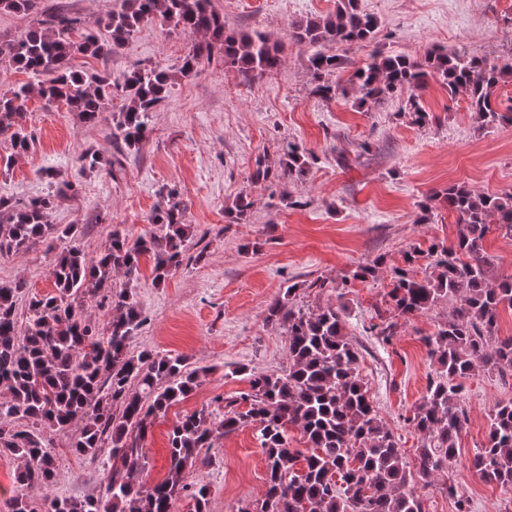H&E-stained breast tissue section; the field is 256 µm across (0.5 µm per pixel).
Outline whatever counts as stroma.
Segmentation results:
<instances>
[{
	"label": "stroma",
	"instance_id": "obj_1",
	"mask_svg": "<svg viewBox=\"0 0 512 512\" xmlns=\"http://www.w3.org/2000/svg\"><path fill=\"white\" fill-rule=\"evenodd\" d=\"M213 6L226 30H259L280 42L282 66L247 82L222 61H205L185 78L177 70L190 38L169 32L160 21L145 22L117 53L81 56L76 65L115 76L136 66L175 72L170 95L152 114L149 137L137 151H120L111 112L90 125L64 104L31 94L22 116L30 148L10 168H0V196L25 201L69 183L50 221L76 225L78 244L91 261L113 232L134 238L151 231L149 219L162 193L182 194L183 221L192 230L189 258L161 284L153 280L151 262L142 260L134 293L147 322L131 348L181 355L202 374L196 390L147 432V483L167 474L168 432L177 417L202 409L222 418L225 401L248 390V374L286 366L285 330L266 316L291 284L296 304L344 305L346 331L359 349V372L370 398L407 459H414L421 439L404 418L426 395L437 369L422 338L446 323L450 310L443 302L400 321L387 344L370 327L404 252L447 244L457 235L455 215L431 200L433 190L456 183L486 193L512 190V126H481L466 97L449 96L435 80L420 98L434 116L426 125L405 112L401 96L359 108L339 95L316 94L314 50L292 43L290 24L333 14L336 0H213ZM359 6L377 18L376 39L337 47L347 61L338 74L343 81L376 48L417 59L435 47L489 59L512 53V0H359ZM290 145L315 155L307 177L252 184L256 159L277 163ZM87 149L105 159V167L82 169L77 158ZM113 159L121 161V172L111 171ZM241 196L252 202L248 218L229 223L226 212ZM54 259L41 242L2 255L0 283H23L29 297L51 293ZM375 261V277L355 279L359 266ZM317 279L347 286L336 295L315 288ZM463 386L468 421L458 454L432 482L415 480L414 490L425 512H456L459 497L469 500L471 512H512V493L467 468L486 440L492 409L512 398V379L480 370ZM43 434L57 474L52 486L24 491L36 512L55 496L102 494L101 466L69 448L73 429L47 428ZM204 454L208 466L187 479L207 484L209 512H238L260 497L267 471L255 428L215 436ZM449 481L456 496L442 490Z\"/></svg>",
	"mask_w": 512,
	"mask_h": 512
}]
</instances>
